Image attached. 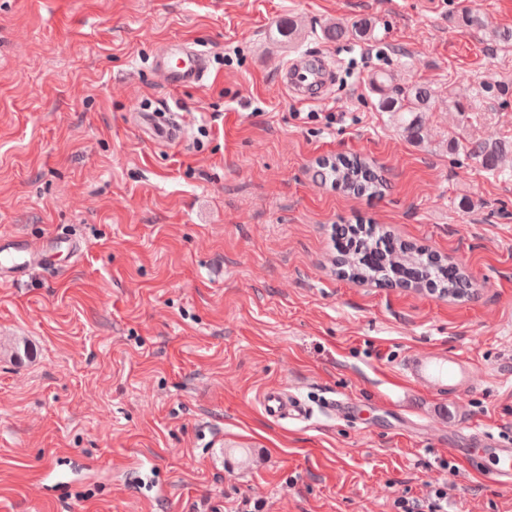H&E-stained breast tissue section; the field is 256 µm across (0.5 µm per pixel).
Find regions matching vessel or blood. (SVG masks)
Instances as JSON below:
<instances>
[{
  "mask_svg": "<svg viewBox=\"0 0 512 512\" xmlns=\"http://www.w3.org/2000/svg\"><path fill=\"white\" fill-rule=\"evenodd\" d=\"M154 69L171 88L200 86L208 77L205 54L194 48L192 42L181 41L167 45L154 57ZM283 85L293 98L300 102H313L325 95L328 80L335 72L334 65L326 61L307 63L305 56L287 61L283 67ZM134 121L150 139L176 144L186 136L182 117L177 112L157 114L146 110L136 111ZM402 373L409 381L430 391L446 390L458 394L472 388L474 384L473 362L461 354L438 353L413 354L402 365ZM269 416L277 420H307L309 411L301 400L279 389L269 390L263 401ZM475 443L495 451L498 483L512 485V446L499 443L485 432L475 433Z\"/></svg>",
  "mask_w": 512,
  "mask_h": 512,
  "instance_id": "obj_1",
  "label": "vessel or blood"
}]
</instances>
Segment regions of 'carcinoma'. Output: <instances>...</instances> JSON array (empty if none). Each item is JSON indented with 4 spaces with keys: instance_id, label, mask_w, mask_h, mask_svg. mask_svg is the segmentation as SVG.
<instances>
[{
    "instance_id": "1",
    "label": "carcinoma",
    "mask_w": 512,
    "mask_h": 512,
    "mask_svg": "<svg viewBox=\"0 0 512 512\" xmlns=\"http://www.w3.org/2000/svg\"><path fill=\"white\" fill-rule=\"evenodd\" d=\"M458 22L466 29H489L493 42L504 48L512 47V29H491L487 21L470 11L459 15ZM327 36L336 39L354 37L369 40L374 36V27L372 22L365 19L350 26L338 23L328 28ZM375 87L381 111L391 113L407 137L417 142L425 141L422 113L431 111L435 106V94L430 86L420 82L401 84L383 74L376 78ZM460 146L489 174L498 177L504 175L502 166L508 153L507 146L474 137L466 139L463 144L452 139L448 141L450 151ZM318 167L322 181L354 195L376 197L382 195L387 187L386 180L366 159L358 155L326 157L318 161ZM339 268L349 278L361 281L371 279L372 271L379 274L384 270L407 269L412 276L427 272L430 282L435 284L433 292L442 297L462 298L469 295L473 288L470 280L460 270L449 274L448 266L437 259L436 254L401 243L389 246L380 264L373 268L363 265L357 256L347 257L346 262L339 265Z\"/></svg>"
}]
</instances>
